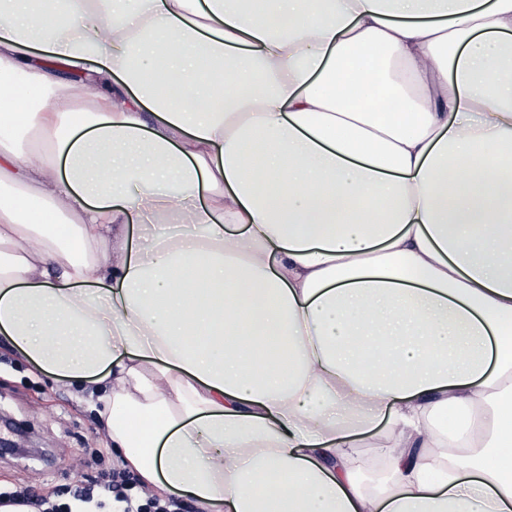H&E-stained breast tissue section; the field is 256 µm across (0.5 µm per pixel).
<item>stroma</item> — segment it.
I'll return each mask as SVG.
<instances>
[{
  "mask_svg": "<svg viewBox=\"0 0 512 512\" xmlns=\"http://www.w3.org/2000/svg\"><path fill=\"white\" fill-rule=\"evenodd\" d=\"M89 389L84 380H53L13 350L0 349V438L19 448L0 455V486L47 495L85 485L97 472L118 485L128 479L109 451L111 440L90 406ZM394 439L391 426L379 422L348 455L357 467H373Z\"/></svg>",
  "mask_w": 512,
  "mask_h": 512,
  "instance_id": "obj_1",
  "label": "stroma"
}]
</instances>
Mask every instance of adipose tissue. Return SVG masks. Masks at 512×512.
I'll return each instance as SVG.
<instances>
[{
	"label": "adipose tissue",
	"instance_id": "obj_1",
	"mask_svg": "<svg viewBox=\"0 0 512 512\" xmlns=\"http://www.w3.org/2000/svg\"><path fill=\"white\" fill-rule=\"evenodd\" d=\"M511 69L512 0H0V341L202 512H512ZM362 438V441L357 442L356 448H346V451L355 466L370 469V467H375L374 460L376 458L386 456L392 449L385 448V446L397 440L398 436L393 433L386 419H383L370 433L362 436Z\"/></svg>",
	"mask_w": 512,
	"mask_h": 512
}]
</instances>
